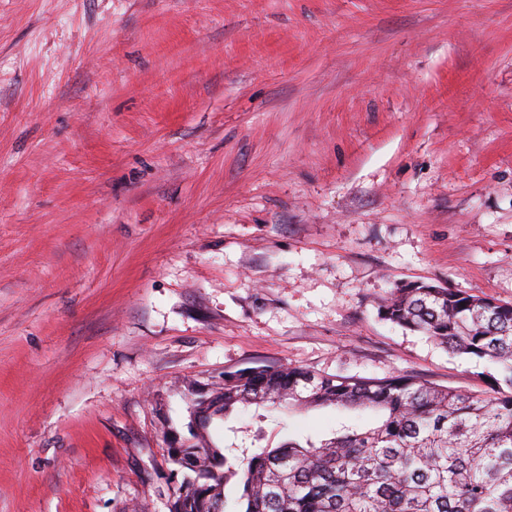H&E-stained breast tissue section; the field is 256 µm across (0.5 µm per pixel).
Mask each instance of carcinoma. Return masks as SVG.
I'll list each match as a JSON object with an SVG mask.
<instances>
[{
  "label": "carcinoma",
  "instance_id": "cac0c4a2",
  "mask_svg": "<svg viewBox=\"0 0 512 512\" xmlns=\"http://www.w3.org/2000/svg\"><path fill=\"white\" fill-rule=\"evenodd\" d=\"M378 315L495 365L497 388L465 392L412 375L327 376L290 365L226 372L208 394L204 428L251 405L333 407L375 421L240 456L190 422L187 437L166 433L168 459L192 472L169 512H512V304L406 284L391 289Z\"/></svg>",
  "mask_w": 512,
  "mask_h": 512
}]
</instances>
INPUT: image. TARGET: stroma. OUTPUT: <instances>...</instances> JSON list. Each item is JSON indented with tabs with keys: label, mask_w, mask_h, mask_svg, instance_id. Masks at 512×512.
<instances>
[{
	"label": "stroma",
	"mask_w": 512,
	"mask_h": 512,
	"mask_svg": "<svg viewBox=\"0 0 512 512\" xmlns=\"http://www.w3.org/2000/svg\"><path fill=\"white\" fill-rule=\"evenodd\" d=\"M415 282L512 304V0H0V512H168L228 372L488 389Z\"/></svg>",
	"instance_id": "stroma-1"
}]
</instances>
